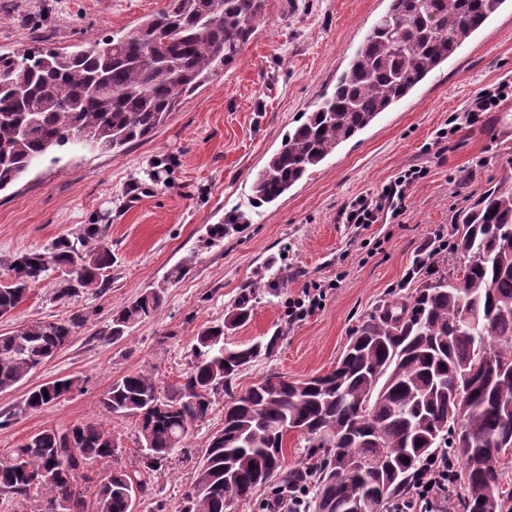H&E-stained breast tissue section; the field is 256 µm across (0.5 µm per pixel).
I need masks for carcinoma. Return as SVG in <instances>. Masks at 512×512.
<instances>
[{"label":"carcinoma","mask_w":512,"mask_h":512,"mask_svg":"<svg viewBox=\"0 0 512 512\" xmlns=\"http://www.w3.org/2000/svg\"><path fill=\"white\" fill-rule=\"evenodd\" d=\"M507 0H389L332 95L302 113L252 184L254 202L270 204L344 142L371 126L448 61ZM266 23V0H167L122 36L89 46L0 53V191L38 160L67 145L120 156L151 138L181 102L234 66ZM459 274L426 280L363 322L340 360L343 367L303 387L269 373L244 394L233 382L279 332L245 347L224 342L246 323L255 289L224 322L193 337L184 382L163 394L148 374L112 383L103 410L138 422V463L110 467L91 488L84 470L115 457L112 433L95 423L45 429L0 456V496L29 512H130V491L155 500L153 474L187 452V439L217 396H227L224 427L195 462L180 512H228L256 487H291L310 474L312 512H384L419 470L448 449L463 480L465 512H512L503 495L502 456L512 453V188L486 190L456 225ZM112 250L89 224L42 252L14 255L11 281L0 284V318L13 314L30 286L59 269L55 298L106 287ZM79 271L71 273L72 267ZM162 290L124 306L99 335L118 340L154 317ZM86 316L37 322L0 334V392L21 383L69 344ZM78 376L44 383L24 399L39 409L82 390ZM463 400L461 443L448 438V408ZM301 430L309 454L282 471L289 429Z\"/></svg>","instance_id":"obj_1"}]
</instances>
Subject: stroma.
Returning a JSON list of instances; mask_svg holds the SVG:
<instances>
[{"instance_id": "obj_1", "label": "stroma", "mask_w": 512, "mask_h": 512, "mask_svg": "<svg viewBox=\"0 0 512 512\" xmlns=\"http://www.w3.org/2000/svg\"><path fill=\"white\" fill-rule=\"evenodd\" d=\"M388 0H266V23L238 63L173 112L150 139L118 157L77 146L44 159L0 191V276L13 255L41 251L59 236L96 224L112 249L105 290L63 303L61 274L31 286L0 334L83 311L85 326L71 343L19 386L0 393V452L44 429L95 422L111 432L114 466L137 460V420L112 416L101 400L113 381L142 371L160 389L182 383L194 334L223 321L244 288L266 269L284 268L288 282L261 294L251 320L225 341L247 344L279 333L270 356L241 372L236 392L277 372L296 380L335 369L358 327L387 301L409 295L424 280L456 269L452 250L418 258L437 232L452 234L460 214L487 188L512 186V101L468 122L479 91L512 80V5H506L439 69L376 122L343 143L275 203L252 207V183L302 112L348 64ZM165 0H0V52L56 49L128 29L156 14ZM454 128L444 154L429 150L437 130ZM415 167L425 176L408 192L399 219L352 224L346 206L377 200L382 188ZM140 188L138 207L128 195ZM221 224L224 238L206 240ZM179 280H170L176 265ZM328 289L322 307L289 321L288 303L314 285ZM160 288L164 303L126 338L99 336L113 312ZM70 376L80 391L35 411L27 391ZM192 465L173 460L154 485L179 512Z\"/></svg>"}]
</instances>
